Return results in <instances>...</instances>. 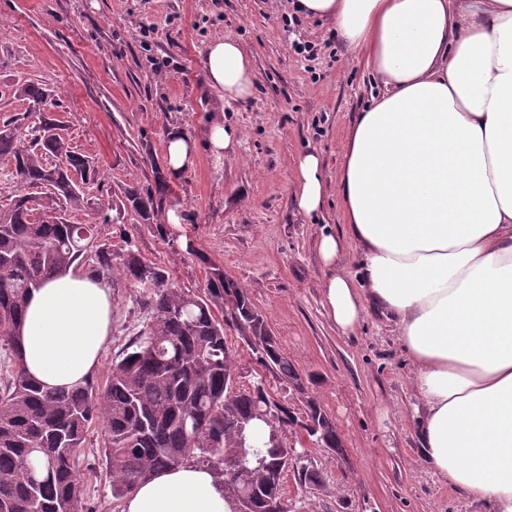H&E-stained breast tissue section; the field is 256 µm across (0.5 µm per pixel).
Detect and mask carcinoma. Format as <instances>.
<instances>
[{"label": "carcinoma", "mask_w": 512, "mask_h": 512, "mask_svg": "<svg viewBox=\"0 0 512 512\" xmlns=\"http://www.w3.org/2000/svg\"><path fill=\"white\" fill-rule=\"evenodd\" d=\"M10 88L13 98L38 111L0 122V161L16 184L0 208V342L10 350L12 368L0 384V509L27 512V504L37 502L41 512H85L78 456L100 422L115 498L133 493L159 469L193 463L224 483L233 512H284L288 464L300 485H321L311 465L294 463L299 452L288 445L286 428L298 427L311 444L338 452L334 421L312 397L304 400L305 416H292L260 377L248 388H233L237 365L226 326L257 339L258 346H250L257 363L303 390L262 313L222 270L213 269L203 295L186 293L171 287L164 267L144 261L131 246L117 250L99 239L97 226L68 221V213L90 205L85 186L100 184L99 172L57 132L59 119L43 113L49 97L43 84L18 80ZM168 192L159 175L151 187L130 189L126 199L152 225ZM35 195L37 221L28 204ZM87 252L90 274L146 289L142 305L149 321L112 362L104 391L90 381L49 391L28 376L20 358L24 307L33 289L79 264ZM216 307L225 308L224 319H217ZM256 421L269 429L260 445L252 432Z\"/></svg>", "instance_id": "carcinoma-1"}]
</instances>
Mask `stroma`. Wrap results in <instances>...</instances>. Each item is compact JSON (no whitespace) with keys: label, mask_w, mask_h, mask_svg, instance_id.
<instances>
[{"label":"stroma","mask_w":512,"mask_h":512,"mask_svg":"<svg viewBox=\"0 0 512 512\" xmlns=\"http://www.w3.org/2000/svg\"><path fill=\"white\" fill-rule=\"evenodd\" d=\"M223 35L254 58L253 96L224 109L240 146L219 161L199 146L195 166L168 181L160 232L127 208L125 193L153 185L152 164L164 161L170 129L200 139L215 100L202 63ZM298 42L306 53L295 51ZM18 79L52 90L72 149L103 177L70 223L100 224L102 237L131 244L188 293L205 289L212 268L223 270L251 296L303 383L298 392L272 382L275 398L299 416L305 396L315 397L333 419L338 452L303 446L299 430L286 431L324 481L305 489L286 474L293 512H483L422 456L412 368L394 327L370 316L346 336L322 305L316 239L345 232L339 155L353 114L376 90L331 21L294 12L291 0H0V89ZM309 150L327 163V203L313 220L293 205L295 159ZM112 295V334L94 377L101 388L145 320L142 289L116 287ZM102 445L97 423L79 455L85 504L89 512H121Z\"/></svg>","instance_id":"stroma-1"}]
</instances>
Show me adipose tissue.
<instances>
[{"instance_id": "1", "label": "adipose tissue", "mask_w": 512, "mask_h": 512, "mask_svg": "<svg viewBox=\"0 0 512 512\" xmlns=\"http://www.w3.org/2000/svg\"><path fill=\"white\" fill-rule=\"evenodd\" d=\"M332 21L378 93L351 121L336 195L344 236L321 233L322 304L337 329L391 322L413 368L425 461L485 512H512V0H294ZM217 100L202 135L235 155L225 104L255 86L250 52L214 38L203 63ZM299 213L319 214L321 155L292 175ZM359 256L357 274L341 264ZM112 331V290L67 268L34 289L20 327L27 373L47 389L92 378ZM122 512H232L212 471L156 472Z\"/></svg>"}]
</instances>
